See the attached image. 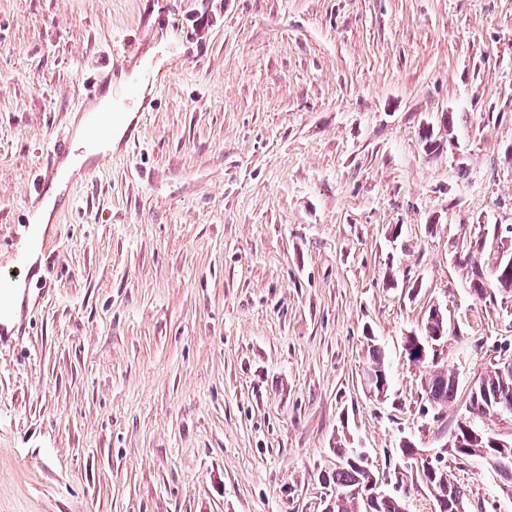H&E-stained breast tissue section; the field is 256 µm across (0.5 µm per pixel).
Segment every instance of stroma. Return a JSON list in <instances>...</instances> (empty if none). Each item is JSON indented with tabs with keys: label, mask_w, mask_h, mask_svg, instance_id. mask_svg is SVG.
Listing matches in <instances>:
<instances>
[{
	"label": "stroma",
	"mask_w": 512,
	"mask_h": 512,
	"mask_svg": "<svg viewBox=\"0 0 512 512\" xmlns=\"http://www.w3.org/2000/svg\"><path fill=\"white\" fill-rule=\"evenodd\" d=\"M114 58L118 98L171 73L26 268L29 189ZM496 226L512 0H0V276L33 292L0 340V512H322L341 444L435 512L398 448L441 451L512 349V292L478 300L457 261ZM436 307L442 409L403 350ZM444 463L467 512H512L491 468ZM458 381L455 374L448 370L447 373L433 374L426 381L424 391L427 400L442 409L456 397Z\"/></svg>",
	"instance_id": "35a3bbf8"
}]
</instances>
